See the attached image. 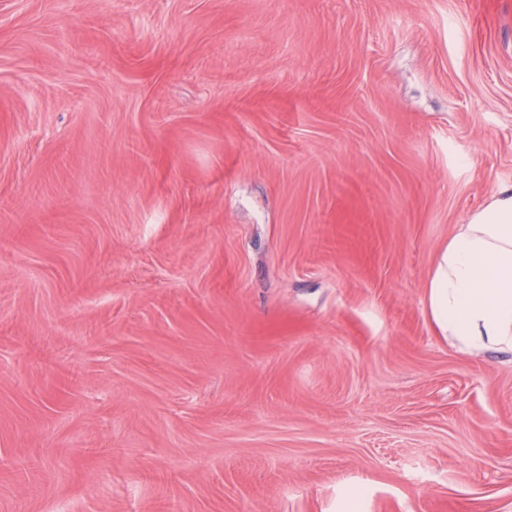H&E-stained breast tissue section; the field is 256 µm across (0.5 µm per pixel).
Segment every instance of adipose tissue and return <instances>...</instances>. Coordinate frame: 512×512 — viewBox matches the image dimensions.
<instances>
[{
  "mask_svg": "<svg viewBox=\"0 0 512 512\" xmlns=\"http://www.w3.org/2000/svg\"><path fill=\"white\" fill-rule=\"evenodd\" d=\"M427 292L430 321L452 346L512 355V186L456 226Z\"/></svg>",
  "mask_w": 512,
  "mask_h": 512,
  "instance_id": "adipose-tissue-1",
  "label": "adipose tissue"
}]
</instances>
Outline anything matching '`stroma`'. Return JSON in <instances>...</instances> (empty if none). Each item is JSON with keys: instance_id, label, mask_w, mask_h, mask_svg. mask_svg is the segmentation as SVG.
<instances>
[{"instance_id": "obj_1", "label": "stroma", "mask_w": 512, "mask_h": 512, "mask_svg": "<svg viewBox=\"0 0 512 512\" xmlns=\"http://www.w3.org/2000/svg\"><path fill=\"white\" fill-rule=\"evenodd\" d=\"M502 186L512 0H0V512H512ZM428 312L440 336L463 352L512 355V186L455 231L435 258Z\"/></svg>"}]
</instances>
